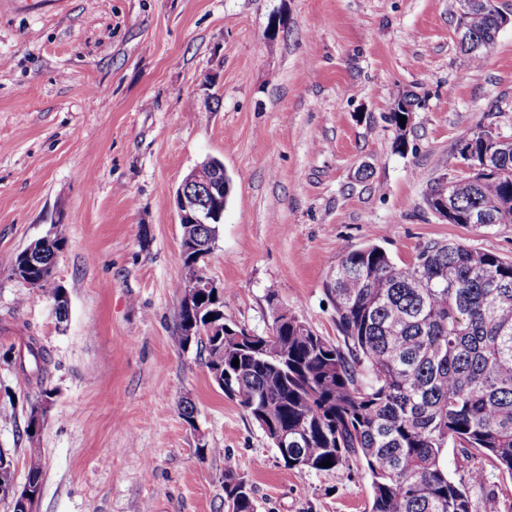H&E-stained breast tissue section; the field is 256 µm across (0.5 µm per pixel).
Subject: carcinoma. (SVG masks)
<instances>
[{"mask_svg":"<svg viewBox=\"0 0 512 512\" xmlns=\"http://www.w3.org/2000/svg\"><path fill=\"white\" fill-rule=\"evenodd\" d=\"M459 22L490 41L498 30L480 0ZM491 164L496 172L485 179L454 185L463 224L481 210L490 224H512V152L492 151ZM221 224H184L182 239L207 241ZM35 244L40 251H20L12 267L27 266L42 296L62 308L65 291L49 260L64 240L44 235ZM327 292L341 347L291 313L278 336L256 335L251 347L189 338L182 309L173 343L181 351L204 345L208 370L227 374L224 395L264 434L270 423L288 432V469L363 466L370 512H471L468 487L448 476L440 456L450 444L474 449L512 478V262L458 243L430 242L403 265L377 244L343 247ZM25 348L0 358L27 361L37 385L33 411L53 392L45 387L46 351L32 337ZM43 472L41 449H27L25 480L40 487ZM224 503L257 512L251 486L230 466Z\"/></svg>","mask_w":512,"mask_h":512,"instance_id":"carcinoma-1","label":"carcinoma"}]
</instances>
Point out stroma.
<instances>
[{
	"mask_svg": "<svg viewBox=\"0 0 512 512\" xmlns=\"http://www.w3.org/2000/svg\"><path fill=\"white\" fill-rule=\"evenodd\" d=\"M459 0H0V353L35 338L54 392L35 443L36 512H226L224 468L258 512H368L358 465L290 470L248 413L177 350L187 274L173 193L209 157L231 179L208 276L224 321L271 333L285 309L335 344L326 282L341 246L396 263L429 242L512 260V224H451L432 186L463 177L481 124L512 136V23L481 63L454 38ZM415 95L405 150L389 116ZM65 240L58 320L16 278V253ZM35 379L0 360V448L25 480ZM191 399L196 422L179 402ZM212 452L199 456L198 442ZM457 481L485 471L472 512L512 478L450 447ZM25 481L38 486L40 495L44 472V459L40 448H27Z\"/></svg>",
	"mask_w": 512,
	"mask_h": 512,
	"instance_id": "obj_1",
	"label": "stroma"
}]
</instances>
